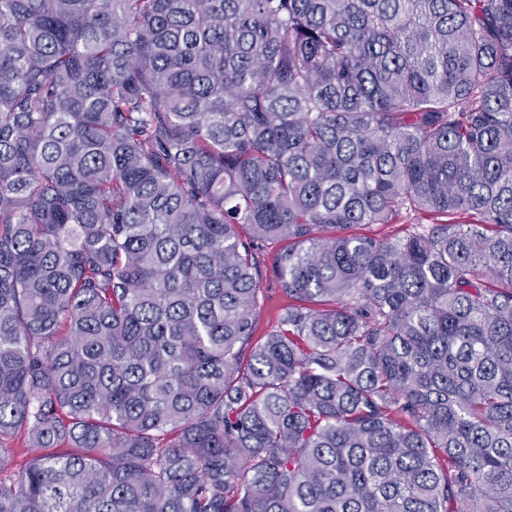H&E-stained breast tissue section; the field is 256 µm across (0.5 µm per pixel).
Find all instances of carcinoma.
<instances>
[{
    "instance_id": "obj_1",
    "label": "carcinoma",
    "mask_w": 512,
    "mask_h": 512,
    "mask_svg": "<svg viewBox=\"0 0 512 512\" xmlns=\"http://www.w3.org/2000/svg\"><path fill=\"white\" fill-rule=\"evenodd\" d=\"M0 512H512V0H0ZM418 220H420L418 216H410L404 215L403 218L400 219L399 224H390L388 226H384L383 224H375L372 226H358L352 228V231L355 233L372 235V236H382L384 234H397L399 236H403L404 231L410 229L411 224H418ZM284 304L285 300L277 288L270 286L265 289V300L260 311V332H264L268 326L273 324Z\"/></svg>"
}]
</instances>
